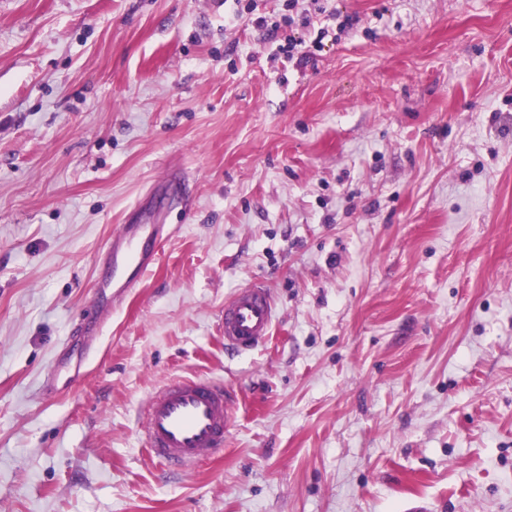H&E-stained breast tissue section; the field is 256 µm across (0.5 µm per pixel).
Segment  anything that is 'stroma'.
I'll return each instance as SVG.
<instances>
[{
    "instance_id": "1",
    "label": "stroma",
    "mask_w": 512,
    "mask_h": 512,
    "mask_svg": "<svg viewBox=\"0 0 512 512\" xmlns=\"http://www.w3.org/2000/svg\"><path fill=\"white\" fill-rule=\"evenodd\" d=\"M249 1L0 0V512H512V0ZM131 222L174 231L105 316ZM180 377L238 404L172 475ZM275 305L265 285L254 280L224 304V345L240 354L265 344L273 332ZM237 399L235 390L206 379H178L164 385L144 404L146 452L169 470L194 466L206 453L224 448Z\"/></svg>"
}]
</instances>
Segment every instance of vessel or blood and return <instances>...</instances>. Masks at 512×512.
<instances>
[{
	"label": "vessel or blood",
	"instance_id": "1",
	"mask_svg": "<svg viewBox=\"0 0 512 512\" xmlns=\"http://www.w3.org/2000/svg\"><path fill=\"white\" fill-rule=\"evenodd\" d=\"M160 231L151 226L119 232L107 247L112 273L98 285L123 293L136 287L159 258ZM275 323V305L265 285L252 281L224 304V343L244 354L265 344ZM235 390L206 379H178L152 393L144 404L142 434L148 455L168 469L194 466L220 450L234 420Z\"/></svg>",
	"mask_w": 512,
	"mask_h": 512
}]
</instances>
